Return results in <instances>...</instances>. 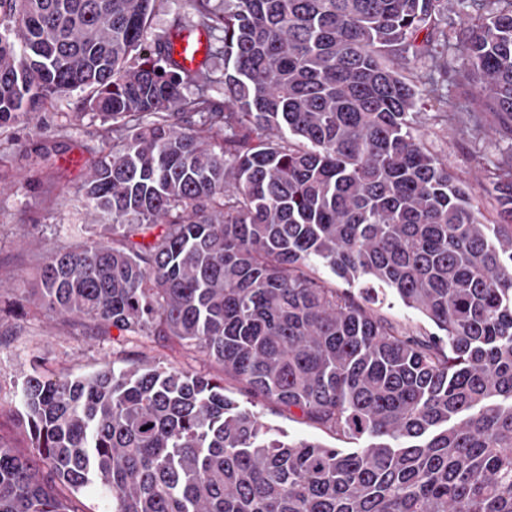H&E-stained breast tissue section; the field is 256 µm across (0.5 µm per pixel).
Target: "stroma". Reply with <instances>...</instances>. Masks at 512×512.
<instances>
[{
    "instance_id": "35a3bbf8",
    "label": "stroma",
    "mask_w": 512,
    "mask_h": 512,
    "mask_svg": "<svg viewBox=\"0 0 512 512\" xmlns=\"http://www.w3.org/2000/svg\"><path fill=\"white\" fill-rule=\"evenodd\" d=\"M86 97L75 90L56 97L32 121L21 120L0 131L13 167L0 177V440L28 453V439L19 425L20 390L25 376L40 363L73 375L90 373L106 361L125 366L155 363L218 379L221 369L188 347H163L145 340L119 341L100 336L76 319L38 312L21 299L22 289L36 282L37 270L53 249L89 237L102 215L89 212L78 193L97 158L100 135L108 122L92 112L80 113ZM466 102L451 85L438 94L423 93L415 103V120L426 148L464 179L482 210H489L479 159L512 155V143L492 127L472 132L458 114ZM448 121H441V111ZM57 154L56 170L43 168L42 150ZM243 407H254L275 432L289 439L330 442V435L272 403L252 404L244 387L225 384Z\"/></svg>"
}]
</instances>
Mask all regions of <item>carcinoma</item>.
<instances>
[{"label":"carcinoma","instance_id":"cac0c4a2","mask_svg":"<svg viewBox=\"0 0 512 512\" xmlns=\"http://www.w3.org/2000/svg\"><path fill=\"white\" fill-rule=\"evenodd\" d=\"M157 0H0V130L61 92L112 120L81 191L107 231L63 245L29 301L192 347L360 448L285 442L219 380L108 362L33 369V451L0 441V512H512V156L482 163L496 223L412 117L427 56L512 139V0H185L222 33L212 81L143 47ZM424 38H419V35ZM344 279L341 290L315 266ZM368 296L358 300L351 288ZM390 290L435 331L399 329ZM205 68L213 73L214 83L209 87V95L220 104H224V53H215L206 60Z\"/></svg>","mask_w":512,"mask_h":512}]
</instances>
